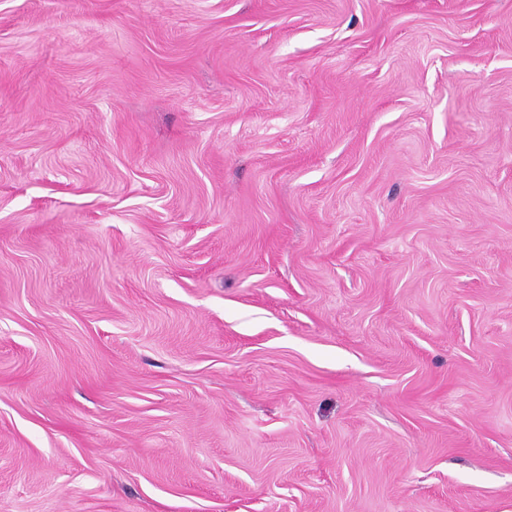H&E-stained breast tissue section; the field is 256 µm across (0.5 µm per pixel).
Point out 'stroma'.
Here are the masks:
<instances>
[{
    "mask_svg": "<svg viewBox=\"0 0 512 512\" xmlns=\"http://www.w3.org/2000/svg\"><path fill=\"white\" fill-rule=\"evenodd\" d=\"M0 512H512V0H0Z\"/></svg>",
    "mask_w": 512,
    "mask_h": 512,
    "instance_id": "obj_1",
    "label": "stroma"
}]
</instances>
